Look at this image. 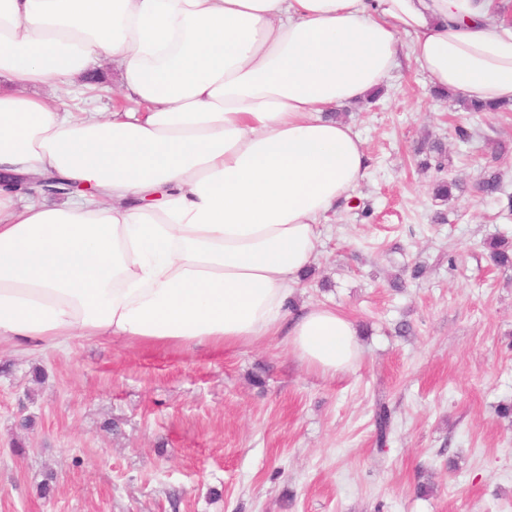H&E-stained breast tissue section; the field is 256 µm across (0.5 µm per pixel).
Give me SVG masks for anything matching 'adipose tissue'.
<instances>
[{
  "label": "adipose tissue",
  "instance_id": "ef3b65f1",
  "mask_svg": "<svg viewBox=\"0 0 512 512\" xmlns=\"http://www.w3.org/2000/svg\"><path fill=\"white\" fill-rule=\"evenodd\" d=\"M499 0H0V174L92 192L23 203L0 187V341L77 336L232 349L283 336L325 377L361 360L331 306L289 315L320 224L368 155L331 111L401 61L434 88L512 102ZM127 106L75 118L35 86L100 55Z\"/></svg>",
  "mask_w": 512,
  "mask_h": 512
}]
</instances>
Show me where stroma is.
Instances as JSON below:
<instances>
[{
	"mask_svg": "<svg viewBox=\"0 0 512 512\" xmlns=\"http://www.w3.org/2000/svg\"><path fill=\"white\" fill-rule=\"evenodd\" d=\"M91 70L101 84L38 94L111 111L112 63ZM339 115L368 175L322 225L292 308L353 318L360 365L323 377L279 336L2 348L0 512H512V267L486 248L512 239V214L477 191L492 167L512 193V112H466L405 62Z\"/></svg>",
	"mask_w": 512,
	"mask_h": 512,
	"instance_id": "obj_1",
	"label": "stroma"
}]
</instances>
